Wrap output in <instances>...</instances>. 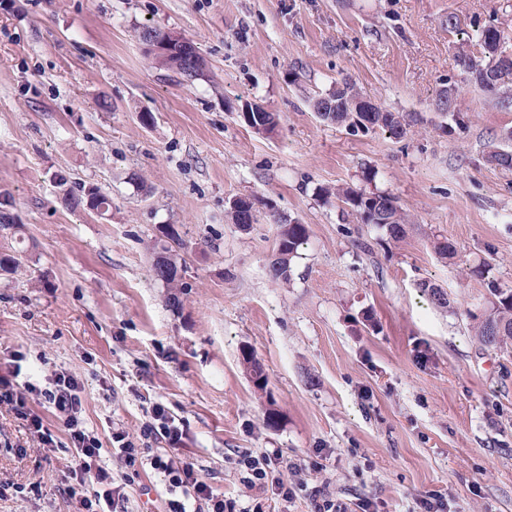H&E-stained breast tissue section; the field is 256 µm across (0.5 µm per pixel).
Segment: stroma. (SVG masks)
Here are the masks:
<instances>
[{"instance_id":"stroma-1","label":"stroma","mask_w":512,"mask_h":512,"mask_svg":"<svg viewBox=\"0 0 512 512\" xmlns=\"http://www.w3.org/2000/svg\"><path fill=\"white\" fill-rule=\"evenodd\" d=\"M491 21L512 55V0H0V199L27 247L25 272L0 275V373L15 350L37 386L75 372L103 440L164 402L217 494L245 495L240 451L307 462L306 491L269 512H313L316 486L349 512H421L431 493L446 512H512V343L476 336L488 282L512 289V168L488 160L512 151V102L456 62L482 60ZM145 28L189 38L204 73L154 64ZM345 78L405 135L322 120L314 100ZM248 103L274 132L243 123ZM339 185L391 195L410 223H362L325 199ZM93 188L108 211L64 205ZM238 196L259 201L245 229ZM283 220L309 229L284 279ZM164 225L184 244L177 305L153 274ZM32 408L55 448L0 407V512H71L68 434Z\"/></svg>"}]
</instances>
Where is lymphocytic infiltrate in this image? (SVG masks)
Returning <instances> with one entry per match:
<instances>
[{
    "instance_id": "lymphocytic-infiltrate-1",
    "label": "lymphocytic infiltrate",
    "mask_w": 512,
    "mask_h": 512,
    "mask_svg": "<svg viewBox=\"0 0 512 512\" xmlns=\"http://www.w3.org/2000/svg\"><path fill=\"white\" fill-rule=\"evenodd\" d=\"M84 383L74 372H56L49 387L13 382L10 376L0 375V406H7L24 419L31 434L37 436L44 449L53 448L52 433L38 414L31 411L32 396L42 397L60 415L69 435L70 451L75 464L68 470L69 497L76 503L75 512H129L126 492L139 479L144 466L163 474L175 499L169 500L168 512H267L266 501L275 498L281 504L293 502L300 491L306 490L296 476L300 464L280 466L278 451L259 453L245 451L234 461L243 485L249 491L247 500L215 494L199 476L192 463L174 461L171 452L183 440V430L168 407L152 403L150 418L141 430L139 439L130 438L122 429L111 433L112 455L121 463L120 476L101 464L103 443L83 422ZM165 441L169 453L155 452L153 445Z\"/></svg>"
}]
</instances>
